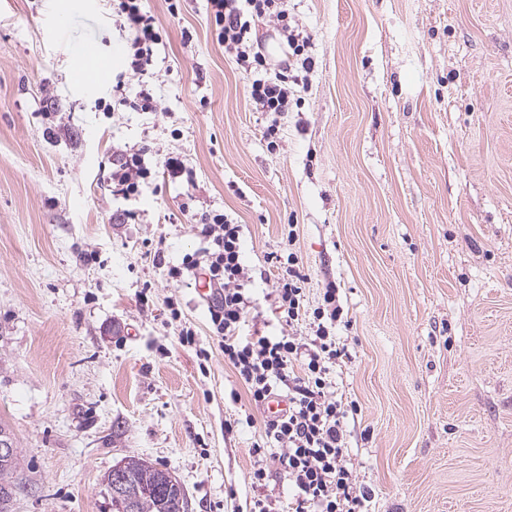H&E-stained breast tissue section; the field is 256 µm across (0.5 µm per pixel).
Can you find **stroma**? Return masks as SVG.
I'll list each match as a JSON object with an SVG mask.
<instances>
[{
  "label": "stroma",
  "instance_id": "35a3bbf8",
  "mask_svg": "<svg viewBox=\"0 0 512 512\" xmlns=\"http://www.w3.org/2000/svg\"><path fill=\"white\" fill-rule=\"evenodd\" d=\"M148 6L171 41L162 109L108 117L111 77L76 76L83 46L125 49L107 0H0L10 512H111L103 480L129 455L173 473L186 512H247L263 413L230 402L208 305L167 276L202 248L191 216L206 208L244 226L257 329L280 331L266 256L289 225L309 304L336 285L352 355L336 389L360 407L346 441L374 512H512V0H288L314 65L273 151L206 0L176 18ZM133 145L181 154L196 190L113 194L112 155Z\"/></svg>",
  "mask_w": 512,
  "mask_h": 512
}]
</instances>
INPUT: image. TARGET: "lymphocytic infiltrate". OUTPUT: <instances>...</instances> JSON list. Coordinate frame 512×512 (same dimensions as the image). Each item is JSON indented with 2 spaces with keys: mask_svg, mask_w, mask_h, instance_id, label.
<instances>
[{
  "mask_svg": "<svg viewBox=\"0 0 512 512\" xmlns=\"http://www.w3.org/2000/svg\"><path fill=\"white\" fill-rule=\"evenodd\" d=\"M206 2L211 32L217 44L233 54L251 103L267 116L263 132L267 145L276 147L291 86L286 70H270L253 37L255 21L272 22L289 56L306 72L313 65L307 53L309 40L291 26L288 0ZM111 6L116 25L128 37L125 68L113 81L111 98L102 110L108 116L127 107L160 111L156 81L169 56V33L147 10L145 0H111ZM180 177L195 186L177 154L152 161L146 148L132 147L112 158V189L128 201L147 189L159 191L162 183ZM192 219L204 247L185 254L180 265L168 267L167 276L178 281L188 272L211 289V334L241 384L230 391V400L244 397L258 409L275 397L288 402L284 416L264 419L253 444L258 462L248 475L253 491L249 512H272L265 488L274 466L287 473L293 488L288 512H372L373 493L358 484L347 465L346 422L356 407L336 397L333 372L349 357L336 334L343 315L336 286L327 285L317 307H308L297 252L271 254L269 261L279 275L269 298L282 332L272 336L250 328L253 290L243 259V225L214 209L193 214ZM303 320L309 323L310 335H295V325Z\"/></svg>",
  "mask_w": 512,
  "mask_h": 512,
  "instance_id": "1",
  "label": "lymphocytic infiltrate"
}]
</instances>
